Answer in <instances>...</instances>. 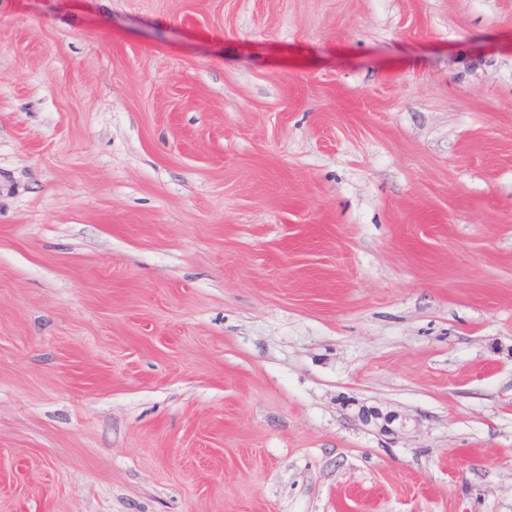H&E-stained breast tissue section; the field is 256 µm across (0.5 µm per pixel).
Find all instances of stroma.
<instances>
[{
	"mask_svg": "<svg viewBox=\"0 0 512 512\" xmlns=\"http://www.w3.org/2000/svg\"><path fill=\"white\" fill-rule=\"evenodd\" d=\"M0 512H512V0H0Z\"/></svg>",
	"mask_w": 512,
	"mask_h": 512,
	"instance_id": "stroma-1",
	"label": "stroma"
}]
</instances>
